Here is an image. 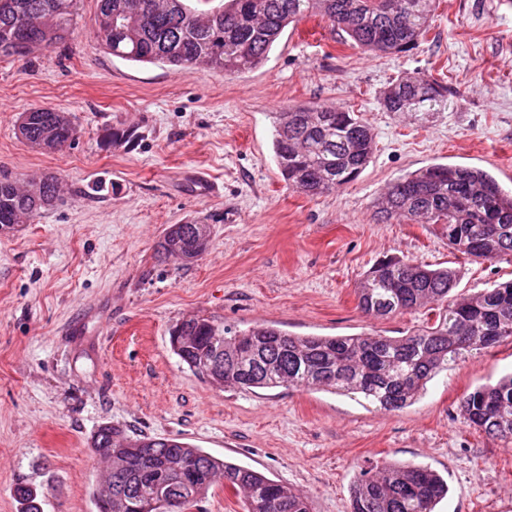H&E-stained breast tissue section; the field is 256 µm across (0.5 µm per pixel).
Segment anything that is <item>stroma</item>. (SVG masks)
<instances>
[{"instance_id":"35a3bbf8","label":"stroma","mask_w":512,"mask_h":512,"mask_svg":"<svg viewBox=\"0 0 512 512\" xmlns=\"http://www.w3.org/2000/svg\"><path fill=\"white\" fill-rule=\"evenodd\" d=\"M96 12L84 0L65 43L0 61V174L64 185L56 206L0 230V512H18L20 478L43 512H96L90 438L105 423L261 472L309 512H350L355 476L381 462L438 472L448 494L435 512H512V443L469 428L459 408L512 372V348L468 356L385 412L325 390L218 388L170 345L194 315L295 336L405 335L421 315L372 319L357 306V283L386 257L454 269L460 297L512 279V263L459 257L437 229L374 217L382 189L433 163L512 189V0H438L426 39L400 54L309 18L235 74L113 57ZM427 71L447 76V111H383L393 79ZM309 102L353 107L376 141L354 182L315 197L288 189L273 152L274 112ZM35 107L66 113L74 142L44 152L19 139ZM116 127L137 139L113 143ZM195 223L211 229L197 260L157 253L170 225Z\"/></svg>"}]
</instances>
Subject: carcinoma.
<instances>
[{
	"label": "carcinoma",
	"instance_id": "carcinoma-1",
	"mask_svg": "<svg viewBox=\"0 0 512 512\" xmlns=\"http://www.w3.org/2000/svg\"><path fill=\"white\" fill-rule=\"evenodd\" d=\"M97 36L114 57L199 69L242 72L264 64L291 23L319 16L355 44L375 53L414 50L431 29L436 0H219L200 10L196 0H97ZM83 0H0V59L25 58L26 42L50 48L68 38ZM448 82L431 72L393 80L380 99L387 112H446ZM21 140L54 151L75 139L71 122L52 108H36L17 125ZM376 148L371 128L350 108L292 105L277 113L273 149L289 188L310 196L337 192L353 182ZM59 181L44 176L26 185L0 175V224L20 216L32 221L54 206ZM376 216L437 226L455 252L475 259L512 262V193L488 172L430 164L398 178L377 202ZM195 224H173L159 247L195 240ZM456 271L430 269L413 257L376 262L356 287L359 308L384 319L425 310L422 325L399 337L290 336L273 325L231 327L193 317L176 325L174 353L197 376L205 359H224L223 387L327 389L357 395L383 411L411 405L439 372L473 351L512 345V281L465 298L451 295ZM465 423L492 438L512 442V373L467 393L460 402ZM91 445L112 460V492L135 504L163 497L167 512H189L216 478L243 495L245 512H308L302 494L251 469L212 457L175 438L128 436L108 424ZM180 459L197 477L182 482L171 469ZM448 492L434 470L382 463L359 472L351 512H434ZM13 494L20 512H41L38 492L20 482Z\"/></svg>",
	"mask_w": 512,
	"mask_h": 512
}]
</instances>
